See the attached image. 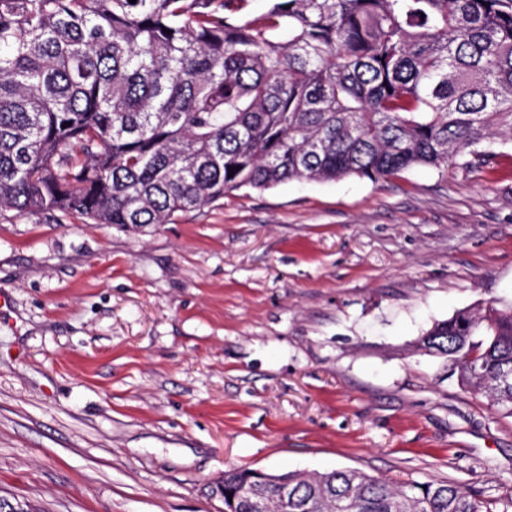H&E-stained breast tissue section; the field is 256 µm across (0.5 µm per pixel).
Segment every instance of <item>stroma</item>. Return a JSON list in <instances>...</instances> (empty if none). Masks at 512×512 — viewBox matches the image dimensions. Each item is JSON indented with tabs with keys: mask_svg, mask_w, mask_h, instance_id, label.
<instances>
[{
	"mask_svg": "<svg viewBox=\"0 0 512 512\" xmlns=\"http://www.w3.org/2000/svg\"><path fill=\"white\" fill-rule=\"evenodd\" d=\"M495 168L242 189L167 224L0 212V497L224 512V472L512 495V416L412 345L512 306Z\"/></svg>",
	"mask_w": 512,
	"mask_h": 512,
	"instance_id": "1",
	"label": "stroma"
}]
</instances>
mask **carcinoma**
I'll return each mask as SVG.
<instances>
[{
	"label": "carcinoma",
	"instance_id": "obj_1",
	"mask_svg": "<svg viewBox=\"0 0 512 512\" xmlns=\"http://www.w3.org/2000/svg\"><path fill=\"white\" fill-rule=\"evenodd\" d=\"M244 2L0 0V211L167 224L242 188L468 167L512 141V0ZM418 350L512 415V308L460 311ZM284 479L288 512H512L447 480ZM258 482L229 469L224 495L249 512Z\"/></svg>",
	"mask_w": 512,
	"mask_h": 512
}]
</instances>
